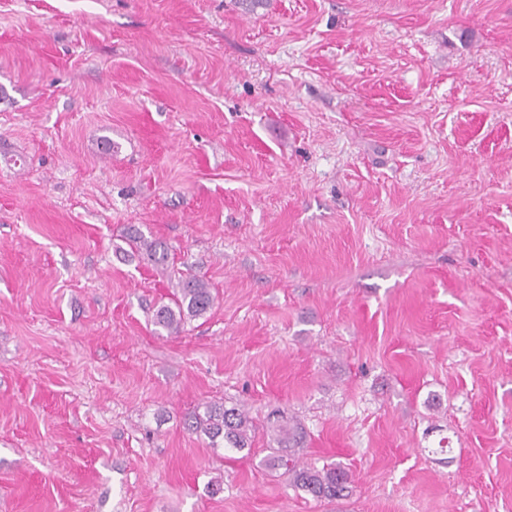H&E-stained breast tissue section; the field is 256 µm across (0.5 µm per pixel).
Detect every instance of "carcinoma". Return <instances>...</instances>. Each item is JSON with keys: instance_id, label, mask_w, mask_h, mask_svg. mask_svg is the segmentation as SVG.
Instances as JSON below:
<instances>
[{"instance_id": "carcinoma-1", "label": "carcinoma", "mask_w": 512, "mask_h": 512, "mask_svg": "<svg viewBox=\"0 0 512 512\" xmlns=\"http://www.w3.org/2000/svg\"><path fill=\"white\" fill-rule=\"evenodd\" d=\"M127 243L131 252L145 254L155 266L164 267L169 259V247L159 239H148L137 228L127 231ZM215 297L209 285L197 278L183 280L179 284L173 305H161L153 314V324L169 335L181 333L186 321L205 316L213 307ZM189 428L206 436L211 445H224L227 451L242 452L252 448L254 426L246 411L239 406L207 404L195 411L189 419ZM277 443L282 448H297L304 434L294 426L280 424L275 428ZM273 462L285 468L293 485L316 500H341L353 492L351 476L339 463L317 469L299 463L291 454L273 458Z\"/></svg>"}]
</instances>
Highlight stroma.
<instances>
[{
  "instance_id": "stroma-1",
  "label": "stroma",
  "mask_w": 512,
  "mask_h": 512,
  "mask_svg": "<svg viewBox=\"0 0 512 512\" xmlns=\"http://www.w3.org/2000/svg\"><path fill=\"white\" fill-rule=\"evenodd\" d=\"M0 512H512V0H0ZM126 240L132 253L146 254L149 261L157 267L167 266L169 247L166 242L159 239H148L135 227L128 229ZM215 297L209 285L197 278L183 280L173 299L174 307L161 305L153 314V324L168 335H178L187 320L205 316L213 307ZM188 425L194 432L206 436L213 447L222 443L225 451L239 453L247 449V454L251 451L255 430L240 406L207 404L202 412L198 409L190 416ZM273 458V465L284 467L293 485L316 500H341L353 492L351 476L340 464H329L317 469L299 463L287 454Z\"/></svg>"
}]
</instances>
